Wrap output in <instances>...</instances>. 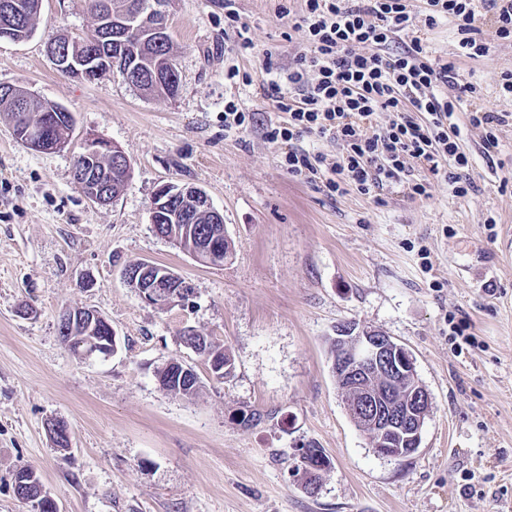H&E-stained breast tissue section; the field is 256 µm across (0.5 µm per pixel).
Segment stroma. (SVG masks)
Listing matches in <instances>:
<instances>
[{"label":"stroma","mask_w":512,"mask_h":512,"mask_svg":"<svg viewBox=\"0 0 512 512\" xmlns=\"http://www.w3.org/2000/svg\"><path fill=\"white\" fill-rule=\"evenodd\" d=\"M286 5L301 9L299 0H235L254 47L228 54L224 0H173L180 91L171 99L116 73L87 83L57 71L47 42L94 24L80 0H42L33 36L0 42V84L76 119L64 150L38 152L0 114V512L29 510L13 491L19 465L37 472L60 512H512V122L488 152L482 131L460 119L474 184L461 198L436 179L425 197L399 183L376 197H333L289 175L262 129L275 103L257 84L265 59L284 73L306 49L279 14ZM407 5L432 58L460 66L478 104L512 114L501 89L512 41L462 57L454 21L427 27L421 0ZM231 67L252 83L225 80ZM231 100L257 126L225 131ZM89 133L131 162L107 205L73 179ZM168 182L201 187L223 214L224 264L153 232L154 194ZM132 260L175 270L194 289L192 305L143 302L122 278ZM487 264L497 280L475 288ZM75 308L108 320L114 355L65 347L59 318ZM452 316L470 322L472 344L454 345ZM350 322L404 345L432 396L411 457L374 453L338 395L328 338ZM186 327L224 344L230 377L216 379L181 342ZM173 361L195 370L193 397L160 384ZM251 413L258 421L243 424ZM53 418L68 423L69 450L50 439ZM308 443L331 460L314 496L294 471Z\"/></svg>","instance_id":"35a3bbf8"}]
</instances>
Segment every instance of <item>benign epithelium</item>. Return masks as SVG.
Masks as SVG:
<instances>
[{
	"label": "benign epithelium",
	"mask_w": 512,
	"mask_h": 512,
	"mask_svg": "<svg viewBox=\"0 0 512 512\" xmlns=\"http://www.w3.org/2000/svg\"><path fill=\"white\" fill-rule=\"evenodd\" d=\"M171 4L172 0H143L136 12L128 16L126 27L133 31L140 21L147 19L155 21L159 26L165 24ZM67 145L68 142L54 140L46 133L31 143L38 151L44 148L61 150ZM83 147L89 153L112 158V167L116 170L130 167L129 159L117 145L96 134L86 135ZM186 202L213 218V232L200 240L194 250V255L200 260L210 262L222 252L224 219L203 189L183 184L160 186L154 197L151 224L157 235L168 240L174 238V235L166 234L157 224L158 207ZM123 275L126 283L148 304L164 307L185 303L180 298L183 291L179 289L177 275L156 272L149 261L128 263ZM336 341L338 349L336 358L332 359L336 385L351 417L374 434L372 447L375 452L385 457L390 456L388 448L392 447L391 436L399 434L409 442L410 453H416L422 442V430L432 397L417 377L411 354L391 337L356 323L337 327ZM396 380L407 381L409 386L406 397L392 401L390 392L382 382Z\"/></svg>",
	"instance_id": "benign-epithelium-1"
}]
</instances>
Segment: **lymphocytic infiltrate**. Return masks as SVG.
Here are the masks:
<instances>
[{"label": "lymphocytic infiltrate", "mask_w": 512, "mask_h": 512, "mask_svg": "<svg viewBox=\"0 0 512 512\" xmlns=\"http://www.w3.org/2000/svg\"><path fill=\"white\" fill-rule=\"evenodd\" d=\"M294 26L310 46L299 55L286 79L262 80L283 118L267 130L270 142L286 146L289 175L308 180L322 172V155L302 148L313 134L341 148L325 186L339 196L349 190L370 195L403 182L410 196L428 193L430 178L448 183L464 197L472 185L471 162L461 147L456 114L467 111L471 126L485 132V148L499 145L505 114L469 107L476 91L458 67L432 59L420 38L397 52L388 45L409 31L413 17L407 0H302ZM426 22L453 20L464 57L487 56L490 46L476 26L480 12L492 17L493 35L512 38V0H425ZM314 81H307V74ZM390 113L377 123L378 113ZM428 171V178L406 177L407 161Z\"/></svg>", "instance_id": "f902f5d3"}]
</instances>
